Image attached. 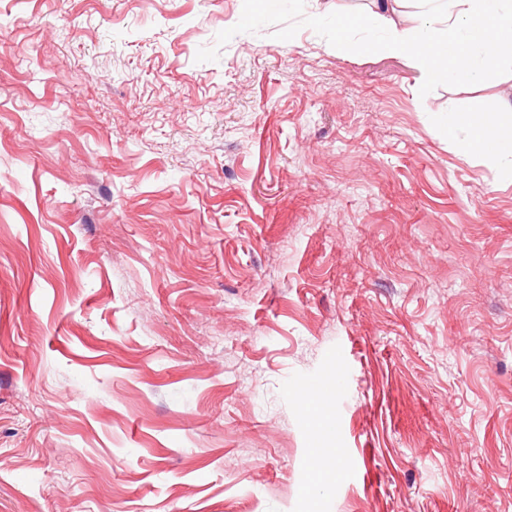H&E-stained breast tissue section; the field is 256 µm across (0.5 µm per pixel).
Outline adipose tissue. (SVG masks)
I'll return each mask as SVG.
<instances>
[{
	"label": "adipose tissue",
	"mask_w": 512,
	"mask_h": 512,
	"mask_svg": "<svg viewBox=\"0 0 512 512\" xmlns=\"http://www.w3.org/2000/svg\"><path fill=\"white\" fill-rule=\"evenodd\" d=\"M377 2V17L391 30L373 44L380 53L413 56L430 76L451 72L465 81L512 68V0H413L414 27L398 19V0ZM448 139L461 156L490 150L512 168V98H502L489 115L456 113Z\"/></svg>",
	"instance_id": "obj_1"
}]
</instances>
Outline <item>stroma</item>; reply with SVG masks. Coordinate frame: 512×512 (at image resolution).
<instances>
[{"label":"stroma","instance_id":"stroma-1","mask_svg":"<svg viewBox=\"0 0 512 512\" xmlns=\"http://www.w3.org/2000/svg\"><path fill=\"white\" fill-rule=\"evenodd\" d=\"M373 7L0 0V512H512V77ZM490 115L458 112L448 124V139L458 154L469 157L492 150L512 169V98H502Z\"/></svg>","mask_w":512,"mask_h":512}]
</instances>
